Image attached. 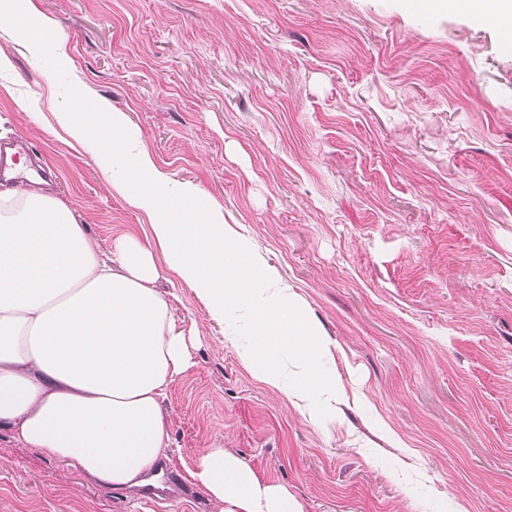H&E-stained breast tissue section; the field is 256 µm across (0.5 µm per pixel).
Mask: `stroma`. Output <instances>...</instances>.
<instances>
[{
	"mask_svg": "<svg viewBox=\"0 0 512 512\" xmlns=\"http://www.w3.org/2000/svg\"><path fill=\"white\" fill-rule=\"evenodd\" d=\"M67 66L0 30V145L26 144L101 248L146 216L24 107L74 88L127 114L327 337L331 410L260 380L248 322L171 299L193 367L165 409L167 496L143 503L0 430V512H213L190 473L228 448L303 512H512V45L402 0H34Z\"/></svg>",
	"mask_w": 512,
	"mask_h": 512,
	"instance_id": "1",
	"label": "stroma"
}]
</instances>
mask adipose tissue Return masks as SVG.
Here are the masks:
<instances>
[{
    "instance_id": "adipose-tissue-1",
    "label": "adipose tissue",
    "mask_w": 512,
    "mask_h": 512,
    "mask_svg": "<svg viewBox=\"0 0 512 512\" xmlns=\"http://www.w3.org/2000/svg\"><path fill=\"white\" fill-rule=\"evenodd\" d=\"M3 27L23 49L49 48L65 63L64 34L33 0H0ZM52 112L147 216L155 245L125 235L102 250L50 187L0 188V429L96 483L144 486L171 445L162 405L193 365L162 280L180 281L213 319L248 315L243 357L261 380L281 385L284 345L296 368L291 396L314 413L335 398L319 325L222 210L161 171L106 101L90 109L74 92ZM191 477L215 512H303L227 448L204 449Z\"/></svg>"
}]
</instances>
